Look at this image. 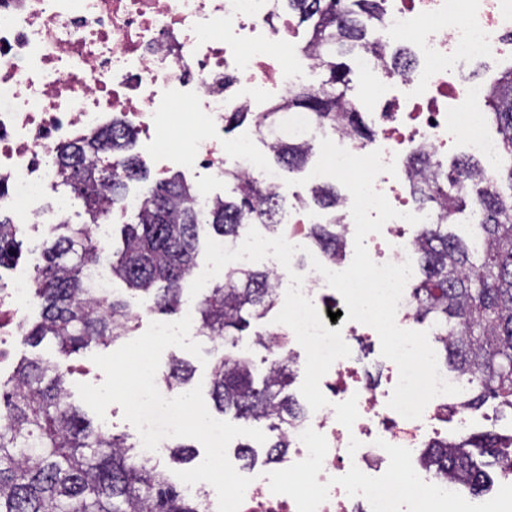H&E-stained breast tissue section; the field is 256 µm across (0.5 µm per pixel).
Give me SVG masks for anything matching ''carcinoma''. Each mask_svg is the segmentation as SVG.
<instances>
[{"mask_svg":"<svg viewBox=\"0 0 512 512\" xmlns=\"http://www.w3.org/2000/svg\"><path fill=\"white\" fill-rule=\"evenodd\" d=\"M299 20L309 25L319 67L328 73L321 89L302 88L288 98V111L309 112L323 128L343 129L361 142L374 131L361 112L347 110L351 67L342 61L368 45L365 20L378 10L377 0H290ZM485 102L486 114L502 138V151L491 182L480 178L482 163L465 158L431 174L417 170L422 198L439 211L435 224L418 237L422 278L413 288L417 321L440 336L445 362L471 390L463 406L478 408L488 400L512 411V68L498 78ZM127 132H103L76 145H63L58 161L66 183L94 221L107 210L101 200L121 199L127 183L145 180ZM277 162L294 170L311 156L310 144L281 139L271 145ZM478 215L472 240L448 233L447 224L466 196ZM337 190L320 184L314 201L336 207ZM280 201L255 176L234 180L232 195L207 213L191 203V188L172 177L148 190L134 224L123 225L122 250L112 253V276L140 293L164 314L183 306V282L198 267V229L209 225L217 239L236 240L250 222L270 232L280 230ZM15 225L0 220V268L18 257ZM52 245L34 268L40 320L23 328L31 347L52 337L66 354L109 346L123 336L134 317L130 306L114 297L98 302L89 288V266L103 246L87 224H57ZM308 237L334 262L343 241L330 224H313ZM76 256L69 263L64 258ZM279 282L271 271L230 268L224 280L208 288L196 308L203 332L224 342V356L214 365L210 395L215 409L249 424L279 431L269 445L271 463L290 448L288 427L303 407L287 393L293 380L288 356L279 354L256 382L252 361L240 353L239 336L274 308ZM194 370L172 359L161 381L173 390L189 384ZM69 371L40 358L25 359L0 384V512H202V501L177 489L168 466L141 458L125 437L93 426L69 402ZM192 446L177 444L169 463L187 465ZM512 464V435H472L457 442L436 441L421 453L437 475L481 490L487 478L482 458Z\"/></svg>","mask_w":512,"mask_h":512,"instance_id":"cac0c4a2","label":"carcinoma"}]
</instances>
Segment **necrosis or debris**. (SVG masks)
Returning a JSON list of instances; mask_svg holds the SVG:
<instances>
[{"label":"necrosis or debris","instance_id":"4bbe7bcc","mask_svg":"<svg viewBox=\"0 0 512 512\" xmlns=\"http://www.w3.org/2000/svg\"><path fill=\"white\" fill-rule=\"evenodd\" d=\"M373 26L382 43L410 45L413 55L412 71L396 76L372 54L357 56L367 88L350 106L374 127L373 143L327 133L306 112L256 125L254 132L269 143L327 136L352 154L378 150L384 161L395 162L396 175L378 176L375 188L399 216L384 224L369 255L379 264H400L415 255L403 213H430L414 192L411 159L440 160L453 142L482 161L484 179L494 176L500 142L488 134L478 108L490 85L463 74L476 63L512 64V0H383ZM309 41L283 0H0V211L23 229L71 223L78 203L63 190L56 149L106 128L133 132L155 171L168 173L171 160L158 150L155 133L173 127L170 104L178 99L190 107L192 136L178 162L197 179L196 209L220 200L229 165L279 186L278 171L262 166L250 139L225 147L224 115L270 111L303 86L317 66ZM351 205L346 190L334 211L298 196L280 216L288 242L302 245L307 225L332 224L346 248H353ZM36 304L32 275L17 276L1 289L0 335H20ZM385 367L384 384L374 387L362 382L355 358L335 361L320 382L328 406L306 411L289 432L282 469L306 457L300 440L306 428L327 439L318 480L330 488L317 512H371L368 500L348 496L336 477L353 465L380 476L389 465L384 444L415 452L440 439L447 421L469 424L468 410L448 395L435 397L421 418L402 417L388 405L398 367L390 360ZM352 397L359 417L348 429L333 406ZM353 438L361 446L352 455ZM249 476L240 512H297L292 498L271 492L265 469Z\"/></svg>","mask_w":512,"mask_h":512}]
</instances>
